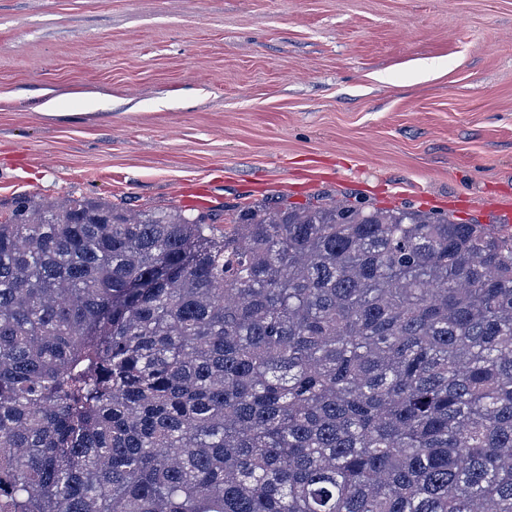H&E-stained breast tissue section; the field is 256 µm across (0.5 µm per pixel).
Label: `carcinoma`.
<instances>
[{
  "instance_id": "1",
  "label": "carcinoma",
  "mask_w": 512,
  "mask_h": 512,
  "mask_svg": "<svg viewBox=\"0 0 512 512\" xmlns=\"http://www.w3.org/2000/svg\"><path fill=\"white\" fill-rule=\"evenodd\" d=\"M0 512H512V235L18 197Z\"/></svg>"
}]
</instances>
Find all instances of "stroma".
<instances>
[{
    "mask_svg": "<svg viewBox=\"0 0 512 512\" xmlns=\"http://www.w3.org/2000/svg\"><path fill=\"white\" fill-rule=\"evenodd\" d=\"M25 194L511 232L512 0H0V216Z\"/></svg>",
    "mask_w": 512,
    "mask_h": 512,
    "instance_id": "35a3bbf8",
    "label": "stroma"
}]
</instances>
